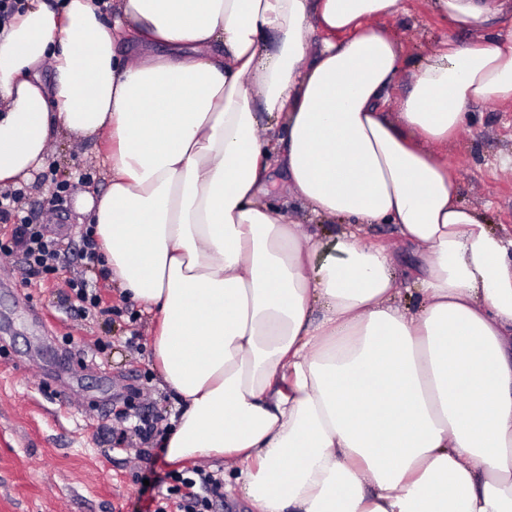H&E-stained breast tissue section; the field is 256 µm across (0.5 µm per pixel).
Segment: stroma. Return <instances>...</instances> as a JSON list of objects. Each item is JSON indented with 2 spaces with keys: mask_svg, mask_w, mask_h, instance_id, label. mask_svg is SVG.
<instances>
[{
  "mask_svg": "<svg viewBox=\"0 0 512 512\" xmlns=\"http://www.w3.org/2000/svg\"><path fill=\"white\" fill-rule=\"evenodd\" d=\"M381 25L414 66L453 35L428 0H405L403 11ZM105 152L102 137L54 139L43 170L24 186L26 213L58 239L66 267L46 280L28 273L19 254L0 265V512H154L141 476L194 469L224 475L218 458L168 461L114 414L130 400L162 429L180 412L153 361L156 319L97 272L101 304L84 314L75 310L67 281L83 270L78 252L91 220L78 202L105 191ZM444 156L461 203L494 229L511 232L512 170L501 161L512 157V105L472 106ZM59 182L68 191L57 203ZM370 235L392 247L401 286L413 287L426 254L397 242L391 225H373Z\"/></svg>",
  "mask_w": 512,
  "mask_h": 512,
  "instance_id": "stroma-1",
  "label": "stroma"
}]
</instances>
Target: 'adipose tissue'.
Returning <instances> with one entry per match:
<instances>
[{
    "label": "adipose tissue",
    "mask_w": 512,
    "mask_h": 512,
    "mask_svg": "<svg viewBox=\"0 0 512 512\" xmlns=\"http://www.w3.org/2000/svg\"><path fill=\"white\" fill-rule=\"evenodd\" d=\"M403 0H29L0 27V186L106 135L83 201L110 278L158 320L184 403L168 459L223 458L251 512H512V236L437 149L512 103V0L454 28L387 112ZM53 70L45 84L43 65ZM335 240L260 198L274 166ZM394 225L431 260L400 300Z\"/></svg>",
    "instance_id": "ef3b65f1"
}]
</instances>
